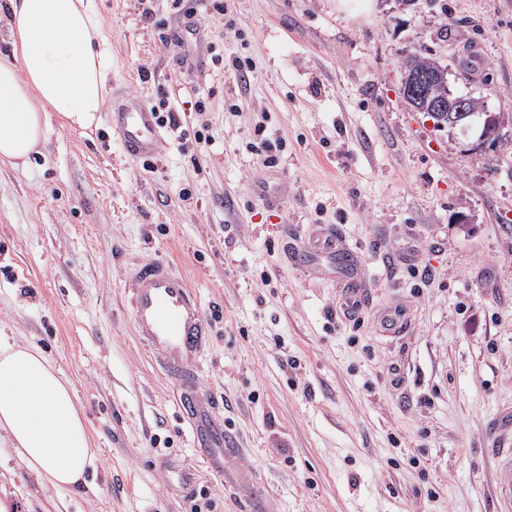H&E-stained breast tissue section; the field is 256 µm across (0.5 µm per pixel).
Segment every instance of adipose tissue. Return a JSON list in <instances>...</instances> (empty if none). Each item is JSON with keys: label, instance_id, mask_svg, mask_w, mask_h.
Wrapping results in <instances>:
<instances>
[{"label": "adipose tissue", "instance_id": "obj_1", "mask_svg": "<svg viewBox=\"0 0 512 512\" xmlns=\"http://www.w3.org/2000/svg\"><path fill=\"white\" fill-rule=\"evenodd\" d=\"M10 34L0 52V165H27L50 114L91 127L107 98L108 54L95 0H0ZM0 432L28 473L73 489L96 473L86 419L71 385L33 345L0 340Z\"/></svg>", "mask_w": 512, "mask_h": 512}]
</instances>
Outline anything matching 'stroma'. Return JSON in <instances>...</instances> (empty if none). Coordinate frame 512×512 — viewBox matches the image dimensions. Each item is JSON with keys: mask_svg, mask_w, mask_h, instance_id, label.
Listing matches in <instances>:
<instances>
[{"mask_svg": "<svg viewBox=\"0 0 512 512\" xmlns=\"http://www.w3.org/2000/svg\"><path fill=\"white\" fill-rule=\"evenodd\" d=\"M109 102L168 98L149 162L111 112L51 117L27 169H0V336L74 389L98 470L40 486L0 444L22 512H497L496 418L512 416V0H98ZM506 116L504 143L440 132L398 94L404 55ZM252 63L238 92L214 54ZM204 101L196 111L195 101ZM283 140L275 167L255 126ZM205 129L201 152L181 130ZM320 238L332 254L296 260ZM357 269L339 272L337 254ZM185 277L211 336L197 372L233 434L223 471L189 446L183 388L139 336L134 270ZM363 308L350 318L343 294ZM386 310L405 329L384 335ZM336 14L344 19L370 20L376 12L377 0H335ZM266 128L264 126L259 125L255 127L254 134L258 138L260 142L258 145L252 144L254 151L260 157V161L262 166L264 167H272V165L277 161V153L276 151H280V144H275L271 142L268 138L264 137V133Z\"/></svg>", "mask_w": 512, "mask_h": 512, "instance_id": "stroma-1", "label": "stroma"}]
</instances>
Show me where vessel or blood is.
I'll return each mask as SVG.
<instances>
[{
  "mask_svg": "<svg viewBox=\"0 0 512 512\" xmlns=\"http://www.w3.org/2000/svg\"><path fill=\"white\" fill-rule=\"evenodd\" d=\"M123 149L131 157L154 154L160 139L155 115L136 98L129 99L115 116ZM132 316L140 336L161 362L193 368L200 362L208 334L207 321L186 281L159 263L139 267L133 275ZM210 398L191 389L180 410L192 420L191 442L196 452L212 464L224 461L231 439L209 411ZM493 445L499 458L498 504L512 512V423L497 424Z\"/></svg>",
  "mask_w": 512,
  "mask_h": 512,
  "instance_id": "1",
  "label": "vessel or blood"
}]
</instances>
